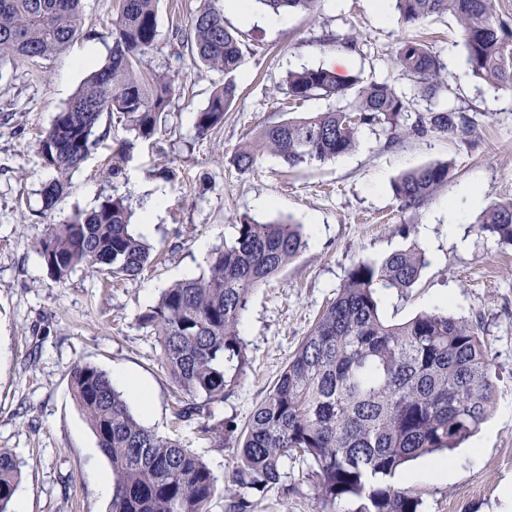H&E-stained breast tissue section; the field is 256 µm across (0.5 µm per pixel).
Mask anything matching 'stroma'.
Instances as JSON below:
<instances>
[{"mask_svg": "<svg viewBox=\"0 0 512 512\" xmlns=\"http://www.w3.org/2000/svg\"><path fill=\"white\" fill-rule=\"evenodd\" d=\"M119 0H82V32L65 50L35 64L0 67V448L22 464L12 512H111L99 477L111 476L108 459L70 388L69 370L87 362L109 376L128 375L148 390L151 411L142 413L136 395L127 401L149 429L179 440L199 455L219 480L235 466L232 444L199 440L195 425L175 426V388L160 365L154 336L139 315L177 281L206 268L205 253L236 235L240 220L265 223L284 218L302 225L307 244L283 270L260 286L242 315L245 373L214 405L217 416L245 425L359 261L381 262L411 246L428 259L417 283L399 293L380 289V312L391 322L441 308L467 319L490 348L495 375L493 412L481 430L447 458L451 474L438 480L425 460L410 463L397 485L422 501V512H512L503 490L512 484V245L481 231L491 204L512 200V90L475 77L465 62L460 26L450 15L403 25L392 0H320L315 14L285 13L280 27L225 13L244 32L246 47L233 78L239 98L224 122L207 137L196 134L204 109L223 73L192 61L177 37L203 0H158L157 37L142 66L174 77L179 87L161 114L157 134L137 140L123 154L113 137L124 134L117 116L104 117L105 137L71 173L68 195L51 213L41 210L48 178L38 139L102 65ZM346 33L347 49L328 34ZM408 35L424 40L445 66L449 89L433 101L416 97L413 83L393 64ZM92 52L90 66L77 62ZM323 67L337 77L387 82L412 97L423 112L460 108L470 123L384 147L380 128H362L356 148L325 164L289 169L264 155L253 172L232 164L237 148L258 131L290 117L332 108L313 97L296 103L285 94L288 72ZM437 162L451 166L447 184L416 209H402L391 184L400 173ZM119 176H110L111 167ZM479 185L468 202L464 189ZM131 206L142 224L149 199L154 221L144 238L163 254L136 277L104 285L84 270L64 281L51 278L37 253L47 225L89 211L109 197ZM300 461L286 460L288 494H252V512H317L313 482Z\"/></svg>", "mask_w": 512, "mask_h": 512, "instance_id": "obj_1", "label": "stroma"}]
</instances>
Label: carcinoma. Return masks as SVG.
<instances>
[{
  "label": "carcinoma",
  "instance_id": "obj_1",
  "mask_svg": "<svg viewBox=\"0 0 512 512\" xmlns=\"http://www.w3.org/2000/svg\"><path fill=\"white\" fill-rule=\"evenodd\" d=\"M80 2L0 0V66L36 62L67 48L82 33ZM258 2L275 15L313 14L320 0ZM395 7L405 25L454 16L473 75L512 90V30L497 19L494 0H395ZM156 36V0H121L106 63L88 76L39 140L52 174L41 190L44 210H54L68 194L69 175L96 145L93 136L104 115H122L125 131L137 139L157 132L173 80L139 69ZM180 42L203 65L226 74L242 62V34L226 26L220 0H205ZM395 64L426 100L448 88L440 58L417 39L400 41ZM286 86L293 100L319 96L345 105L262 128L235 153L232 162L240 172L254 170L266 152L292 168L324 164L352 151L364 126L380 127L390 147L467 123L455 109H428L410 123V100L389 84L361 86L354 76L341 79L322 67L288 72ZM238 97L231 80L217 88L196 115L198 135L223 122ZM450 171L447 163L407 171L393 181V193L403 208L418 207L448 182ZM132 217L123 199H105L90 212L48 225L38 253L60 282L78 269L105 281L136 276L150 262L151 247L133 232ZM480 229L512 244V201L486 209ZM303 247L301 232L287 220H243L235 239L207 258L206 273L164 290L139 315L141 327L159 344L162 368L184 397L176 419L188 422L202 407L224 401L244 372L240 324L251 293ZM424 265L416 246L380 263L354 264L246 426L200 422L198 432L207 438L222 442L224 434L234 436L237 465L226 484L178 441L145 427L106 372L75 364L72 392L111 466L112 512H208L218 495L229 500L228 512H250L252 501L243 491L280 487L288 457L307 462L319 512H421L419 498L391 479L404 464L446 457L478 432L495 389L489 352L466 319L441 309L400 323L382 317L378 289L404 292ZM21 473V463L0 448V512H9Z\"/></svg>",
  "mask_w": 512,
  "mask_h": 512
}]
</instances>
